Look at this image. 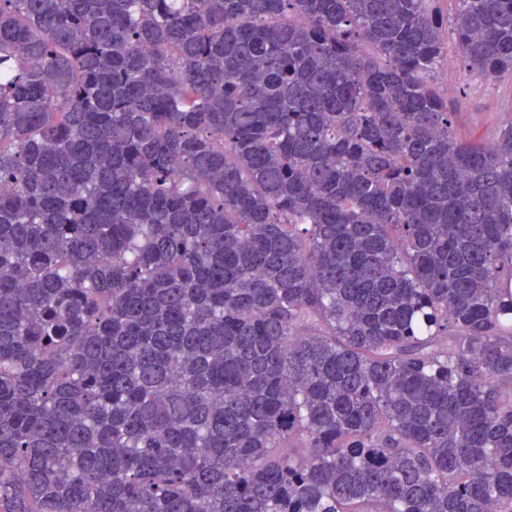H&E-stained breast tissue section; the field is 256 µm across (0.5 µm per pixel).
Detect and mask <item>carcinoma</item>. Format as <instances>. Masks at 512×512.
I'll return each mask as SVG.
<instances>
[{
    "label": "carcinoma",
    "mask_w": 512,
    "mask_h": 512,
    "mask_svg": "<svg viewBox=\"0 0 512 512\" xmlns=\"http://www.w3.org/2000/svg\"><path fill=\"white\" fill-rule=\"evenodd\" d=\"M0 0V512H512V0ZM442 81L452 92L464 88L460 100L458 130L462 134H474L490 139L502 124L506 113H512V81L504 79L486 83L468 81L466 73L452 51L441 70Z\"/></svg>",
    "instance_id": "carcinoma-1"
}]
</instances>
